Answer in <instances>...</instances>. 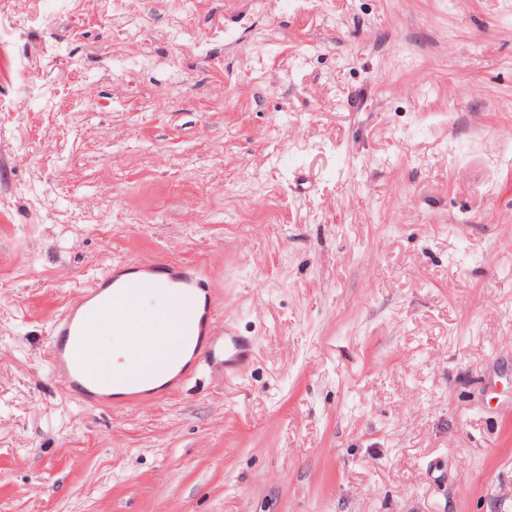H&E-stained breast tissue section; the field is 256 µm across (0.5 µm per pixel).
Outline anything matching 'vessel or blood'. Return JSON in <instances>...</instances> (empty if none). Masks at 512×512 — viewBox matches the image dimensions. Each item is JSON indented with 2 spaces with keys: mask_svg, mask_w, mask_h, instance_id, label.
<instances>
[{
  "mask_svg": "<svg viewBox=\"0 0 512 512\" xmlns=\"http://www.w3.org/2000/svg\"><path fill=\"white\" fill-rule=\"evenodd\" d=\"M138 270L140 279L128 281L120 280L116 270H107L78 292L67 313L52 327L53 370L87 402H95L101 390L113 386L130 389L132 405L146 406L153 394L145 390V383L164 380L168 393L181 385L182 378L174 370L185 353L196 358L211 354L213 340L220 338L229 364L238 366L248 351L247 341L226 332L220 322L205 267L169 260L142 264ZM149 291L167 299L175 323H167L154 309H145V316L156 322L155 333L134 352L125 370L109 377L98 375L79 356L93 341L89 325L108 322L113 335H122L124 311L139 306Z\"/></svg>",
  "mask_w": 512,
  "mask_h": 512,
  "instance_id": "vessel-or-blood-1",
  "label": "vessel or blood"
}]
</instances>
